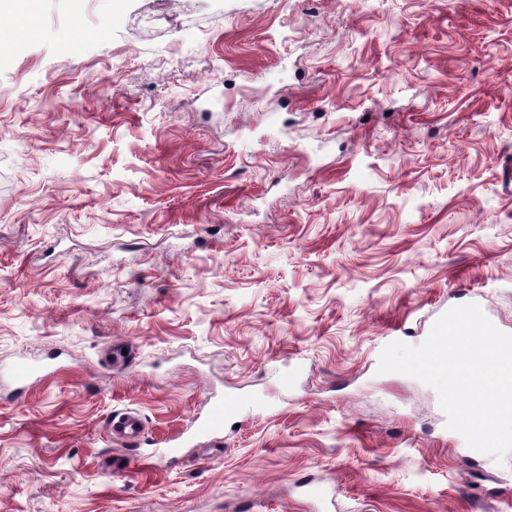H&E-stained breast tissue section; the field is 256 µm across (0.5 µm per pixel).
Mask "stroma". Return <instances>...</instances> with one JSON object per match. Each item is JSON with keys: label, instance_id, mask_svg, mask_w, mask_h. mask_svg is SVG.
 <instances>
[{"label": "stroma", "instance_id": "35a3bbf8", "mask_svg": "<svg viewBox=\"0 0 512 512\" xmlns=\"http://www.w3.org/2000/svg\"><path fill=\"white\" fill-rule=\"evenodd\" d=\"M463 294L512 333V0H40L0 49V374L62 362L0 386V512H512L376 372ZM213 391L219 450L107 436ZM50 356L44 359L19 357L10 367L7 377L17 390H24L34 381L44 378L54 372V360ZM109 429L113 437L130 442L140 441L144 434L141 416L132 410L113 415Z\"/></svg>", "mask_w": 512, "mask_h": 512}]
</instances>
